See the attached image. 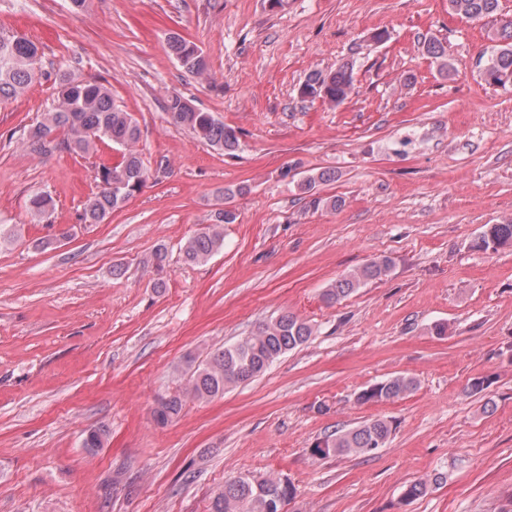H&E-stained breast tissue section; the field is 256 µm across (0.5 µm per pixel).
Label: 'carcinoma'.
<instances>
[{"instance_id":"1","label":"carcinoma","mask_w":512,"mask_h":512,"mask_svg":"<svg viewBox=\"0 0 512 512\" xmlns=\"http://www.w3.org/2000/svg\"><path fill=\"white\" fill-rule=\"evenodd\" d=\"M450 10L470 20L496 15L500 0H448ZM496 49L487 58L481 78L489 85L512 84V20L503 24L496 35ZM170 55L190 76L210 81L214 73L202 50L178 33L167 36ZM424 54L432 59L445 56L443 43L434 37L424 39ZM41 55L31 40L16 36L0 37V101L24 93L39 71ZM304 99H321L333 107L347 103L357 93L354 63L346 60L336 68L310 72L299 87ZM169 122L192 130L207 145L232 154L240 146L237 131L210 112L194 106L191 100L174 94L167 99ZM55 139L70 154L83 155L96 148L97 141L107 138L121 149L118 162L99 164L97 191L83 205L79 214L82 224H101L139 194L147 184L150 171L140 146L141 129L132 113L116 104L111 92L97 83H87L70 73L58 77L56 97L50 111L30 127L21 141L29 154L50 155L44 143ZM36 217L42 219L53 209L49 195H37L31 201ZM237 220L234 210L224 208L215 215V223L189 238L183 245L184 259L190 263L208 261L224 247V225ZM512 244V224H489L476 242L477 248L495 252ZM391 269L387 257L376 258L337 279L326 289L323 298L335 303L357 288L380 280ZM312 335L311 326L293 313L283 312L259 324L249 336L208 354L194 363L189 386L183 393L161 397L153 409V418L167 425L181 413L185 398L203 401L221 396L229 387L246 383L264 373L280 356L303 345ZM416 381L396 376L370 385L357 394V401L375 403L394 401L411 394ZM391 425L383 419L366 420L340 434L317 441L310 454L322 460L330 456L372 454L388 443ZM296 499V487L285 476H259L257 482L238 477L224 482L211 502L210 512H276L275 505L286 506Z\"/></svg>"}]
</instances>
